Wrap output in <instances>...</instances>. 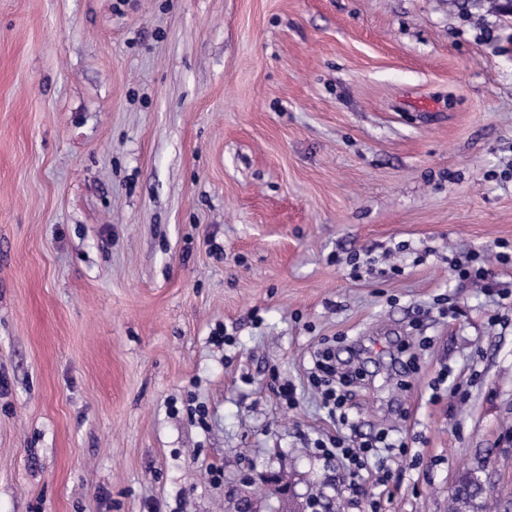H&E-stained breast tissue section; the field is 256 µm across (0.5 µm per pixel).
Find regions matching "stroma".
Wrapping results in <instances>:
<instances>
[{
    "instance_id": "35a3bbf8",
    "label": "stroma",
    "mask_w": 512,
    "mask_h": 512,
    "mask_svg": "<svg viewBox=\"0 0 512 512\" xmlns=\"http://www.w3.org/2000/svg\"><path fill=\"white\" fill-rule=\"evenodd\" d=\"M500 240L489 0H0V512H448L472 469L506 504L512 302L448 270ZM328 345L407 444L356 495ZM314 368L322 374L319 380L320 383L324 384L326 387L324 390L323 402L325 407L328 409L329 416L335 418L337 412H339V420L342 422V425L348 426L351 431H354L356 426L353 423L349 424V408H346L348 399L341 390H337L335 385H333V377H335L336 371L334 369H329L324 365L322 361V354H320L318 358L316 357Z\"/></svg>"
}]
</instances>
